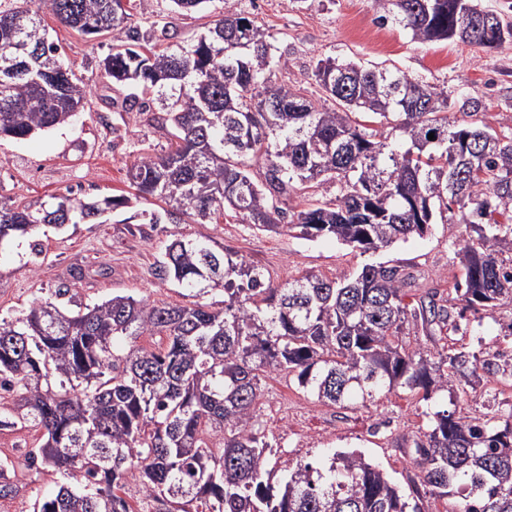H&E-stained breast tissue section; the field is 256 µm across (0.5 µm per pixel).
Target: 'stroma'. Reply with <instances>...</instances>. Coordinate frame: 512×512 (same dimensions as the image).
Masks as SVG:
<instances>
[{"label": "stroma", "instance_id": "1", "mask_svg": "<svg viewBox=\"0 0 512 512\" xmlns=\"http://www.w3.org/2000/svg\"><path fill=\"white\" fill-rule=\"evenodd\" d=\"M234 6L274 36L282 53L277 80L295 82L317 106L329 108L333 102L316 81V61L354 60L393 65L452 94L479 99L484 124L512 129V45L485 52L452 41L420 44L407 31L379 25L373 0H235ZM213 15L210 8L179 14L171 0H143L131 9L127 25L147 39L186 45L207 30ZM48 26L65 64L87 86L89 101L70 123L26 139L0 137V199L29 203L66 194L89 201L128 192L130 163L168 149L163 106L157 101L148 112H114L112 102L122 90L97 66L112 48L111 35L88 37L54 20ZM180 231L239 251L275 285L307 273L340 280L364 262L389 261L405 266L422 288L445 295L462 274L454 242L463 227L444 219L424 235L365 255L333 239L310 241L285 228L266 231L234 217L220 224L187 223ZM165 240L164 225L142 224L122 211L100 224L62 231L42 226L2 241L0 315L13 317L34 300L54 297L70 309L115 295L187 304L184 289L158 274ZM460 325L449 333V343L489 354L499 370H512V309L501 308L492 319L469 310ZM261 387L259 417L273 447L268 467L274 474L299 463L326 462L336 451H357L384 469L421 512H457L461 503L459 495L440 499L416 484L413 441L427 429L431 413L448 410L485 419L512 412V387L487 374L462 391L441 392L427 401L400 388L384 389L344 409L319 402L285 375L263 379ZM34 445L31 431L0 429V454L14 462L10 480L16 487L13 496L0 499V512H33L35 502L55 492L51 473L26 465V452Z\"/></svg>", "mask_w": 512, "mask_h": 512}]
</instances>
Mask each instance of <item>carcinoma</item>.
Returning <instances> with one entry per match:
<instances>
[{
    "label": "carcinoma",
    "mask_w": 512,
    "mask_h": 512,
    "mask_svg": "<svg viewBox=\"0 0 512 512\" xmlns=\"http://www.w3.org/2000/svg\"><path fill=\"white\" fill-rule=\"evenodd\" d=\"M13 2L0 8V136L25 139L66 123L89 91L31 0ZM39 2L81 34L113 35L102 65L126 91L122 111L147 112V94L169 93L170 150L136 158L127 176L135 201L166 204L140 215L172 224L160 270L193 302L114 295L70 313L46 299L0 317V389L18 396L0 427L39 432L29 464L61 477L33 512H136L118 494L133 469L150 512H419L355 451L273 480L257 416L260 381L293 373L319 401L344 408L382 387L427 401L481 371L496 374L474 352L444 347L434 361L427 343L460 329L450 301L461 319L512 306V132L483 124L477 99L457 107L447 89L398 68L332 58L318 60L314 75L336 107L319 108L294 82L272 79L280 57L271 35L230 0L195 43L163 49L125 30L124 0ZM375 5L379 24L420 43L492 50L512 42V25L481 0ZM254 159L262 161L257 176ZM328 182L336 196L314 200L287 227L361 254L421 235L436 214L457 210L465 231L454 243L463 270L454 296L411 295L414 277L381 262L340 281L306 274L273 287L244 255L175 227L186 218L216 224L231 212L276 231L281 198ZM129 204L124 194L0 202V240L41 224H96ZM213 290L224 293L223 307L196 301ZM146 335L159 342L138 343ZM118 336L131 345L117 349ZM413 444L430 494L447 496L458 484L460 512H512V414L483 421L438 411Z\"/></svg>",
    "instance_id": "carcinoma-1"
}]
</instances>
